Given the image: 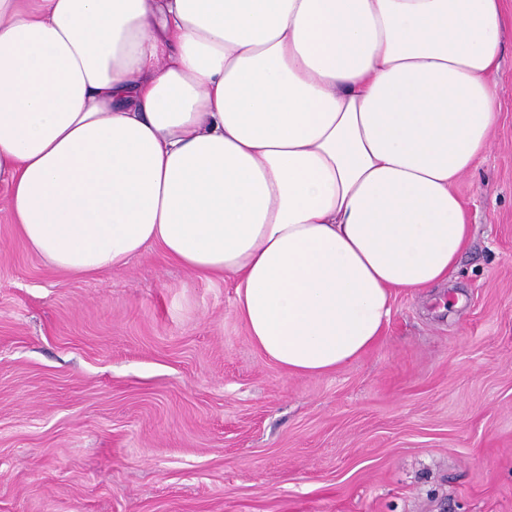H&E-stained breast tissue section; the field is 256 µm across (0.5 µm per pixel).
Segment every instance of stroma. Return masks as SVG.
I'll return each instance as SVG.
<instances>
[{
  "instance_id": "1",
  "label": "stroma",
  "mask_w": 512,
  "mask_h": 512,
  "mask_svg": "<svg viewBox=\"0 0 512 512\" xmlns=\"http://www.w3.org/2000/svg\"><path fill=\"white\" fill-rule=\"evenodd\" d=\"M499 120L455 192L445 285L397 291L385 339L288 376L231 279L146 248L91 276L29 249L0 190V512H512V0Z\"/></svg>"
}]
</instances>
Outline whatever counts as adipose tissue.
<instances>
[{
	"label": "adipose tissue",
	"mask_w": 512,
	"mask_h": 512,
	"mask_svg": "<svg viewBox=\"0 0 512 512\" xmlns=\"http://www.w3.org/2000/svg\"><path fill=\"white\" fill-rule=\"evenodd\" d=\"M501 0H0V187L52 267L147 247L235 282L323 375L445 284L497 120Z\"/></svg>",
	"instance_id": "obj_1"
}]
</instances>
